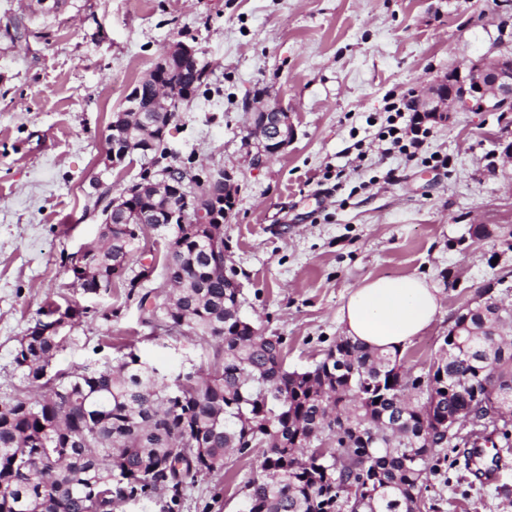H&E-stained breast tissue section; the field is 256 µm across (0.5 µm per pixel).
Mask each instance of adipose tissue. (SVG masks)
<instances>
[{
    "instance_id": "1",
    "label": "adipose tissue",
    "mask_w": 512,
    "mask_h": 512,
    "mask_svg": "<svg viewBox=\"0 0 512 512\" xmlns=\"http://www.w3.org/2000/svg\"><path fill=\"white\" fill-rule=\"evenodd\" d=\"M441 308L437 288L415 274L365 279L340 312L347 336L384 351L404 348L423 334Z\"/></svg>"
}]
</instances>
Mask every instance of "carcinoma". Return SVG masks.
<instances>
[{"instance_id": "cac0c4a2", "label": "carcinoma", "mask_w": 512, "mask_h": 512, "mask_svg": "<svg viewBox=\"0 0 512 512\" xmlns=\"http://www.w3.org/2000/svg\"><path fill=\"white\" fill-rule=\"evenodd\" d=\"M201 62L169 78L179 105L207 85ZM144 224L101 229L73 286L87 296L123 279L143 323L206 345L208 369L175 376L143 361L133 343H107L116 364L91 360L55 370L65 314L50 302L18 341L16 369L37 392L0 403V512H112L119 502L163 497L180 512L186 486L261 450V476L246 484V512H431L429 476L448 461L444 421L472 412L474 388L512 409V336L488 298L454 321L464 347L437 353L426 374L396 370L399 353L341 336L304 371L288 369L284 338L242 315L241 289L224 280V233L177 224L163 260L141 244ZM151 255L152 264L142 260ZM128 263L116 273L113 263ZM165 298L144 287L156 269ZM43 429H38V426Z\"/></svg>"}]
</instances>
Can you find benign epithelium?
Returning <instances> with one entry per match:
<instances>
[{
    "instance_id": "benign-epithelium-1",
    "label": "benign epithelium",
    "mask_w": 512,
    "mask_h": 512,
    "mask_svg": "<svg viewBox=\"0 0 512 512\" xmlns=\"http://www.w3.org/2000/svg\"><path fill=\"white\" fill-rule=\"evenodd\" d=\"M197 54L196 47L179 43L157 59L153 72L165 70L167 61L174 56L194 58ZM152 88L153 97L145 105L141 104L133 93L125 97L122 109L112 121L106 167L114 168L124 163L128 153L133 150L148 155L159 144L164 146L166 154H174L163 132L158 130V124L144 117L146 112H167L170 118L177 117L174 92L160 77L153 80ZM413 107L424 119L436 123L448 119L453 112H495L512 109V55L492 59L482 57L451 70L448 75L435 81L425 93L418 96ZM247 112L249 130L262 148L257 160L262 162L268 155H276L288 147L294 133L288 121V113L282 110L281 106L261 99L248 104ZM183 180L200 181L207 186L209 204L204 208L194 206L193 223H222L220 214L228 213L226 204L234 202L233 174L222 168H213L207 171L203 178L185 172ZM170 188L169 178L154 183L148 176L141 185H130L120 198L113 200L112 205L123 211L126 223L139 224L141 219L137 217V212L130 211L132 204L124 206L122 201L141 189L154 196L165 197ZM175 217L176 213L164 204L152 213L150 223L158 227L168 226L175 223ZM473 402L477 407L486 409V417L482 420H473L469 417L460 420L455 414L448 415V441L452 442L462 436V427L467 424L485 427L491 423L497 431L512 425V419L503 414L501 403L494 397H487L476 389Z\"/></svg>"
}]
</instances>
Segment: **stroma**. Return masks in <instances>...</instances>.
I'll list each match as a JSON object with an SVG mask.
<instances>
[{
  "mask_svg": "<svg viewBox=\"0 0 512 512\" xmlns=\"http://www.w3.org/2000/svg\"><path fill=\"white\" fill-rule=\"evenodd\" d=\"M194 44L207 87L180 107L170 142L192 172H233L224 258L243 313L286 339L305 369L342 336L339 313L364 278L416 274L438 288L434 325L401 352L428 367L456 311L483 289L512 304V112H455L432 125L423 158L373 142L390 98H414L465 59L512 55V0H0V401L22 387L13 357L46 302L88 307L55 365L112 358L132 340L142 359L176 373L200 364L190 337H153L121 282L94 299L71 286L64 260L98 243L92 184L113 193L140 162L106 169L108 126L126 95L172 43ZM277 96L295 128L280 156L254 163L244 104ZM494 234L474 239L472 228ZM431 477L438 512L512 508V452L494 481L460 463ZM260 454L198 476L181 512H245Z\"/></svg>",
  "mask_w": 512,
  "mask_h": 512,
  "instance_id": "35a3bbf8",
  "label": "stroma"
}]
</instances>
